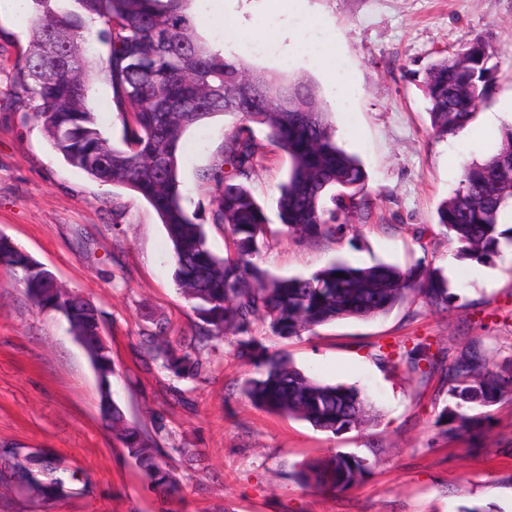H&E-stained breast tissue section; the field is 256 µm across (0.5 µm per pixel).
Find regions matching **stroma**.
<instances>
[{
	"label": "stroma",
	"mask_w": 512,
	"mask_h": 512,
	"mask_svg": "<svg viewBox=\"0 0 512 512\" xmlns=\"http://www.w3.org/2000/svg\"><path fill=\"white\" fill-rule=\"evenodd\" d=\"M271 8L272 0H192L194 34L249 67L315 81L337 139L365 165L375 208L369 223L338 243L300 245L280 235L276 187L287 161L267 148L248 180L276 230L259 266L294 277L338 258L422 265L441 269L453 296L444 312L418 299L384 317L341 320L293 339L253 325L268 351L288 352L319 381L363 389L376 426L333 434L255 407L239 391L253 367L233 336L203 353L196 381L168 376L141 353L150 321L166 323L174 338L192 320L174 282L171 244L142 197L67 164L25 116L13 73L28 47L31 0H12L0 14V236L97 308L115 370L112 398L157 433L180 479L179 512H512V401L449 440L434 425L448 402L437 378L423 381L373 357L375 344L419 340L451 356L466 337L494 361L512 356V254L487 265L457 258L436 215L465 165L496 152L512 122V0H302L276 17ZM228 24L237 28L229 43ZM478 34L498 60L488 102L461 133L437 137L421 90L424 68ZM88 107L120 142L108 80L93 81ZM232 128V118L218 114L182 136L185 206L206 224L219 255L224 232L209 223L215 185L202 174L220 165ZM99 400L96 373L65 320L38 308L0 264V448H37L59 459L76 491L37 506L0 488V512H167L166 499L113 440ZM189 448L202 453V464L188 462ZM337 450L370 463L354 489L320 493L290 479L300 462Z\"/></svg>",
	"instance_id": "35a3bbf8"
}]
</instances>
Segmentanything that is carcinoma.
Listing matches in <instances>:
<instances>
[{"label": "carcinoma", "mask_w": 512, "mask_h": 512, "mask_svg": "<svg viewBox=\"0 0 512 512\" xmlns=\"http://www.w3.org/2000/svg\"><path fill=\"white\" fill-rule=\"evenodd\" d=\"M29 48L15 64L25 94L19 103L41 121L53 147L69 165L101 182L128 188L161 217L172 246L174 278L191 304L190 332L172 344L165 327L142 333L141 345L162 370L196 379L202 353L227 335L239 337L240 356L256 376L240 392L256 407L305 420L333 433L369 422L370 405L356 387L324 384L298 369L284 353H270L249 337L254 323L281 338L313 334L348 319L383 316L423 298L448 311V278L438 268L403 270L378 263L354 267L343 261L308 277H275L257 263L269 220L245 183L272 146L288 159L276 207L283 232L302 243L335 242L344 230L366 224L373 196L362 162L336 139L330 112L311 81L249 71L192 36L188 0H31ZM103 25L104 57L86 53L88 23ZM494 46L474 37L455 52L433 58L422 84L430 128L454 135L487 102L496 65ZM251 75L244 76L245 72ZM108 79L123 124L122 146L111 143L86 107L93 80ZM222 113L234 120L220 165L203 174L216 183L211 223L224 230L226 255L208 246L206 225L183 205L178 179L181 138L188 128ZM264 141L254 137V128ZM494 154L465 166L460 187L437 208V224L459 247L462 259L485 262L512 248V125ZM230 170H224V166ZM0 262L20 274L26 294L40 308L60 313L100 373V413L112 437L164 495L180 500V483L150 431L127 418L111 394V361L100 339L96 309L62 287L50 270L0 236ZM342 276H336V273ZM430 344L408 348L378 344L374 358L400 363L421 379L441 374L448 405L436 420L450 439L492 419L493 407L512 399V357L493 362L476 342L465 343L451 361L429 353ZM59 467L32 448L0 452V483L49 504L74 491L54 475ZM369 473L366 459L336 451L302 462L295 480L316 491H347Z\"/></svg>", "instance_id": "cac0c4a2"}]
</instances>
